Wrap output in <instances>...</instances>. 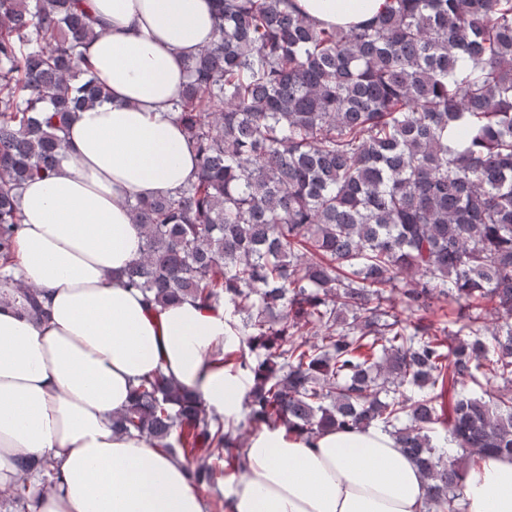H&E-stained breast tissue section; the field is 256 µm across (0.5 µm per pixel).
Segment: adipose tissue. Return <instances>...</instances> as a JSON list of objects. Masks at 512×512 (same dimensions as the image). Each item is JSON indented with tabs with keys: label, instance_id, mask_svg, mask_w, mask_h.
Segmentation results:
<instances>
[{
	"label": "adipose tissue",
	"instance_id": "obj_1",
	"mask_svg": "<svg viewBox=\"0 0 512 512\" xmlns=\"http://www.w3.org/2000/svg\"><path fill=\"white\" fill-rule=\"evenodd\" d=\"M310 19L351 25L385 0H294ZM98 35L83 47L106 101L77 112L53 175L27 182L14 271L42 291L41 319L0 304V491L23 457L58 473L32 512H205L185 467L114 418L162 372L223 419L247 382L224 366L223 307H162L124 284L142 249L130 200L166 196L198 166L174 104L211 44V0H81ZM229 512H424L427 480L378 428L311 438L263 425L250 435ZM468 512H512V458L482 455L464 477Z\"/></svg>",
	"mask_w": 512,
	"mask_h": 512
}]
</instances>
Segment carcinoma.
<instances>
[{"mask_svg": "<svg viewBox=\"0 0 512 512\" xmlns=\"http://www.w3.org/2000/svg\"><path fill=\"white\" fill-rule=\"evenodd\" d=\"M214 3L174 104L200 172L130 203L143 246L124 277L162 306L224 305L245 415L226 427L158 372L113 427L199 455L196 485L240 468L246 425L379 428L429 480L427 512H465L461 468L512 456V0H386L348 28L292 0ZM96 36L74 0H0V297L35 319L11 269L18 190L107 97L79 51ZM484 381L497 392L468 389ZM12 502L29 512L25 481Z\"/></svg>", "mask_w": 512, "mask_h": 512, "instance_id": "obj_1", "label": "carcinoma"}]
</instances>
